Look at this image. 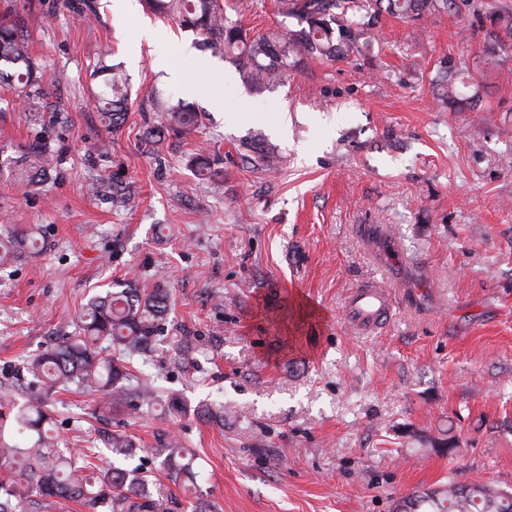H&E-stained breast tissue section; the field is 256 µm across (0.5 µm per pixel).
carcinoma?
<instances>
[{"instance_id":"carcinoma-1","label":"carcinoma","mask_w":512,"mask_h":512,"mask_svg":"<svg viewBox=\"0 0 512 512\" xmlns=\"http://www.w3.org/2000/svg\"><path fill=\"white\" fill-rule=\"evenodd\" d=\"M155 15L171 16L182 28L201 36L214 50L224 53L238 68L241 80L252 88L273 86L283 80L288 69L303 59L342 61L362 51L374 37L379 17L418 19L441 9L451 0H276L278 14L298 21L295 29L284 23L260 35L251 36L233 15L236 7L223 0H145ZM18 88L27 101L26 111H38L44 94L42 79L29 52L20 26L0 20V81ZM99 98L101 112L119 130L126 121L128 90L126 80L116 72L104 84ZM441 96L455 103L479 97L466 62L445 70L440 78ZM170 127H154L146 132L151 149H159L169 131L189 134L201 124V114L182 98L170 100ZM42 140L29 146V156L19 165L17 180L25 186L43 181L45 159ZM275 153L266 146H254L246 160L256 169L274 165ZM35 246L24 233L0 237V261ZM168 310L167 293L157 288L143 293L127 284H117L103 296L92 298L77 317L78 334L51 344L28 360L26 371L37 381L41 393L16 405V442L0 448V465L10 475L0 478V512H28L24 508L30 492H37L50 505L62 509L77 503L86 512H167V499L154 475L140 467H107L95 463L94 451L58 448L49 435L52 417L45 399L56 390L76 386L100 392L119 402L130 396L141 405H153V396L133 385L129 359L143 351L161 332ZM112 353H104L101 344ZM112 455L125 460L136 447L125 436L109 438ZM426 445L455 453L458 443L446 431L428 437ZM174 466V473L193 476V458L175 440L156 449ZM405 512H512V491L494 487L481 479L450 480L435 488H424L401 498L398 508Z\"/></svg>"}]
</instances>
